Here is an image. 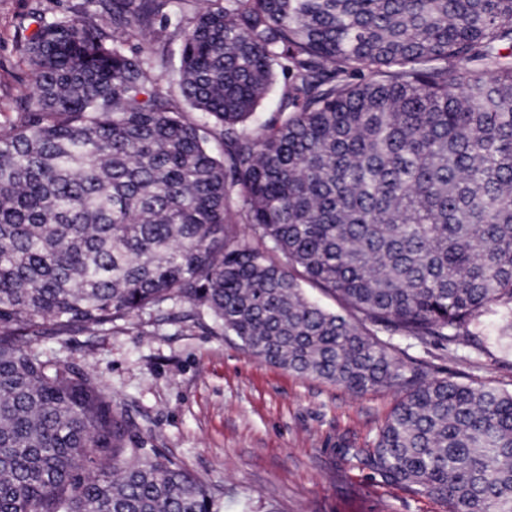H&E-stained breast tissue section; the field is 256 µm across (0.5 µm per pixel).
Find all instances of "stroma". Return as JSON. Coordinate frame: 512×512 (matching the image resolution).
<instances>
[{
  "mask_svg": "<svg viewBox=\"0 0 512 512\" xmlns=\"http://www.w3.org/2000/svg\"><path fill=\"white\" fill-rule=\"evenodd\" d=\"M79 0H0V125L23 110L16 41L35 16ZM459 345L392 337L430 376L453 371L512 391V340L487 314ZM37 348L99 376L132 443L159 450L216 496L217 512H445L388 482L367 453L397 393H350L252 357L203 307L170 300L96 335L45 327Z\"/></svg>",
  "mask_w": 512,
  "mask_h": 512,
  "instance_id": "obj_1",
  "label": "stroma"
}]
</instances>
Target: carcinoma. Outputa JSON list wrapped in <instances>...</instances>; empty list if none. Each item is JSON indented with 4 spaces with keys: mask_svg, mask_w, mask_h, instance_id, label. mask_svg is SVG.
Returning <instances> with one entry per match:
<instances>
[{
    "mask_svg": "<svg viewBox=\"0 0 512 512\" xmlns=\"http://www.w3.org/2000/svg\"><path fill=\"white\" fill-rule=\"evenodd\" d=\"M87 2L21 36L26 111L0 125V512H215L33 347L170 299L263 362L396 390L372 466L512 512V392L384 340L454 345L491 310L512 332V0Z\"/></svg>",
    "mask_w": 512,
    "mask_h": 512,
    "instance_id": "cac0c4a2",
    "label": "carcinoma"
}]
</instances>
